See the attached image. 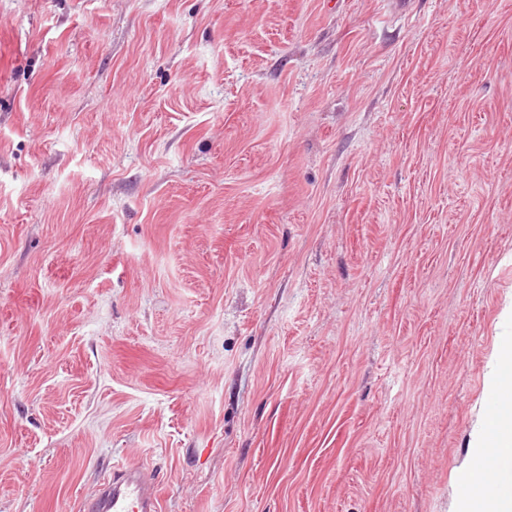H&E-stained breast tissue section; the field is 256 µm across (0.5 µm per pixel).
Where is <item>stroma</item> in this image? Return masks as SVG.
Instances as JSON below:
<instances>
[{"label":"stroma","instance_id":"stroma-1","mask_svg":"<svg viewBox=\"0 0 512 512\" xmlns=\"http://www.w3.org/2000/svg\"><path fill=\"white\" fill-rule=\"evenodd\" d=\"M510 305L512 0H0V512H457ZM159 477L144 463H117L86 498L83 512H160Z\"/></svg>","mask_w":512,"mask_h":512}]
</instances>
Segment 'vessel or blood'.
Here are the masks:
<instances>
[{
	"label": "vessel or blood",
	"mask_w": 512,
	"mask_h": 512,
	"mask_svg": "<svg viewBox=\"0 0 512 512\" xmlns=\"http://www.w3.org/2000/svg\"><path fill=\"white\" fill-rule=\"evenodd\" d=\"M82 512H160L159 477L144 463L115 464Z\"/></svg>",
	"instance_id": "obj_1"
}]
</instances>
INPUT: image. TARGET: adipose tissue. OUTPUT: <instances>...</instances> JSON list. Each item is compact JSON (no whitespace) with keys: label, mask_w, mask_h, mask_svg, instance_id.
Wrapping results in <instances>:
<instances>
[{"label":"adipose tissue","mask_w":512,"mask_h":512,"mask_svg":"<svg viewBox=\"0 0 512 512\" xmlns=\"http://www.w3.org/2000/svg\"><path fill=\"white\" fill-rule=\"evenodd\" d=\"M490 388L498 404L474 429L468 478L471 494L459 504L458 512H512V493H487L483 490V472L475 463L493 458L512 461V336L503 337L492 353Z\"/></svg>","instance_id":"obj_1"}]
</instances>
